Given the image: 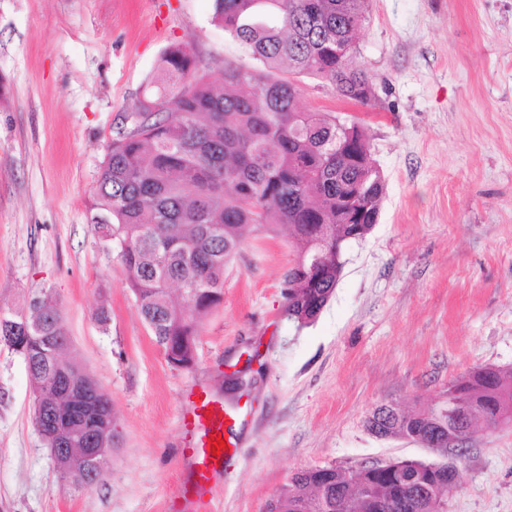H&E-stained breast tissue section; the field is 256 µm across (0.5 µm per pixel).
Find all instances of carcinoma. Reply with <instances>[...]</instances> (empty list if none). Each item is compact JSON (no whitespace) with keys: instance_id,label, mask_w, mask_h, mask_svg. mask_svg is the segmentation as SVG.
<instances>
[{"instance_id":"carcinoma-1","label":"carcinoma","mask_w":512,"mask_h":512,"mask_svg":"<svg viewBox=\"0 0 512 512\" xmlns=\"http://www.w3.org/2000/svg\"><path fill=\"white\" fill-rule=\"evenodd\" d=\"M212 22L260 67L224 62L217 75L203 70L184 46L165 50L133 112L115 124L101 168L91 216L100 239L117 250L128 287L154 341L187 367L194 360L200 319L224 295V271L237 256L246 229L292 231L294 259L284 280L288 318L313 322L333 295L343 267L336 244L363 240L377 223L385 180L366 133L353 125L352 142L336 140V113L298 105L295 80L313 77L346 102L369 107L373 76L354 63L356 34L367 0H213ZM359 203L349 218V196ZM180 290L175 303L171 286ZM33 327L16 338L15 325ZM68 336L49 297L31 313L0 314V345L27 359L38 431H59L67 453L56 463L76 486L85 470L84 436L112 445V408L95 381L61 359ZM448 386L462 392L464 420L491 427L512 407V379L480 367ZM392 438L420 445L437 430L432 412L385 418ZM454 475L398 468L354 473L336 467L302 470L291 493L264 512H430L448 498Z\"/></svg>"}]
</instances>
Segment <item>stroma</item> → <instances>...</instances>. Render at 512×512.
Wrapping results in <instances>:
<instances>
[{
	"instance_id": "35a3bbf8",
	"label": "stroma",
	"mask_w": 512,
	"mask_h": 512,
	"mask_svg": "<svg viewBox=\"0 0 512 512\" xmlns=\"http://www.w3.org/2000/svg\"><path fill=\"white\" fill-rule=\"evenodd\" d=\"M211 16L212 0H0V312L52 297L65 357L112 405L103 483L62 480L26 361L0 345V512H180L198 387L236 417L212 512H262L300 470L438 461L372 436L366 416L432 405L477 367L512 370V0H369L356 60L374 106L298 84L302 107L364 126L386 181L377 224L301 328L285 314L289 228L248 234L194 363H168L89 208L164 50L187 46L214 74L239 56ZM457 467L446 512H512V427L480 432Z\"/></svg>"
}]
</instances>
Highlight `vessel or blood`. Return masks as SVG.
Instances as JSON below:
<instances>
[{"label":"vessel or blood","mask_w":512,"mask_h":512,"mask_svg":"<svg viewBox=\"0 0 512 512\" xmlns=\"http://www.w3.org/2000/svg\"><path fill=\"white\" fill-rule=\"evenodd\" d=\"M230 419V414L224 411L223 402L209 390L201 388L189 394L182 420L191 426L194 439L182 454L189 464L193 483L191 489L182 495L181 512H197L210 496L213 480L222 473L225 458L232 456V448L221 449L216 454L210 444L212 438L223 435L224 426Z\"/></svg>","instance_id":"vessel-or-blood-1"}]
</instances>
